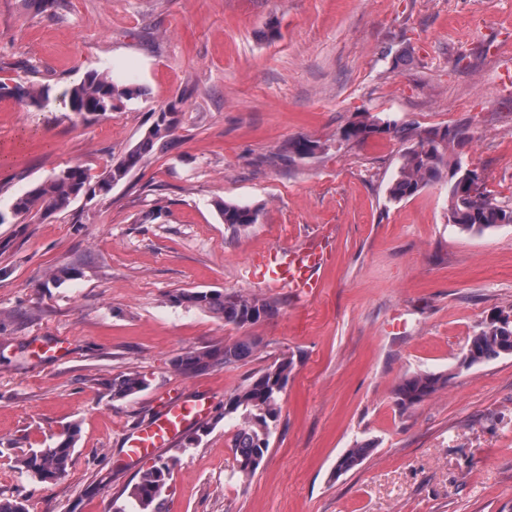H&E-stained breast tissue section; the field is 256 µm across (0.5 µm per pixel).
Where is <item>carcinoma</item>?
Returning a JSON list of instances; mask_svg holds the SVG:
<instances>
[{
  "label": "carcinoma",
  "instance_id": "1",
  "mask_svg": "<svg viewBox=\"0 0 512 512\" xmlns=\"http://www.w3.org/2000/svg\"><path fill=\"white\" fill-rule=\"evenodd\" d=\"M0 93L16 97L28 107H40L49 100L50 88L11 87L0 83ZM144 89L135 84H116L107 75L93 71L85 79L63 93V101L76 115L87 118L104 116L125 101L138 98ZM179 124L176 106L170 105L155 113L154 120L142 139L115 164L109 166L96 181L81 166L69 167L34 184L18 196L11 207L15 217L40 216L48 218L67 210L81 197H105L112 187L140 167L157 147L173 144V134ZM376 134H388L412 145L402 155L401 163L389 188V200L400 201L411 197L424 187L448 177V214L460 231L481 234L502 224H512V206L498 200L486 187L482 173L473 171V177L462 180L457 169L461 160L448 162L449 150L465 143L469 136L465 128L420 129L400 125L395 121L366 117L342 130L346 142L360 143ZM322 149L319 141L301 138L279 155L280 160L311 155ZM218 212L228 227L238 230L257 223L261 208L220 201ZM179 305L207 310L226 325L241 328L274 314L273 302L257 296L238 293L182 290L172 295ZM258 341L246 338L226 344L222 348L193 349L173 361L176 371L190 374L205 371L216 365L230 367L250 358ZM502 354L512 355V323L503 325L499 316L485 321L471 337L464 351L461 368H470ZM292 371V360L286 357L274 360L255 374L240 390L224 402V416L239 419L232 439V474L250 475L264 459L270 447L272 430L279 418L280 404ZM445 383L441 374L417 371L404 377L394 389L396 405L407 410L433 395ZM146 387V379L138 373H128L112 380V397L125 398ZM78 430L67 427L57 441L48 448L31 451L18 460L19 467L39 482H49L64 474L72 459ZM370 444L357 442L336 460V473H345L358 466L365 458ZM171 472V464L157 460L140 476L131 491L136 512H165L161 494Z\"/></svg>",
  "mask_w": 512,
  "mask_h": 512
}]
</instances>
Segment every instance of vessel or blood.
<instances>
[{
  "instance_id": "obj_1",
  "label": "vessel or blood",
  "mask_w": 512,
  "mask_h": 512,
  "mask_svg": "<svg viewBox=\"0 0 512 512\" xmlns=\"http://www.w3.org/2000/svg\"><path fill=\"white\" fill-rule=\"evenodd\" d=\"M325 260V250L316 241L277 249L265 263V283L270 288H290L301 298L312 296ZM205 414L203 400L178 398L167 401L148 422L128 431L124 442L127 455L138 458L172 446Z\"/></svg>"
}]
</instances>
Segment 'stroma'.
Wrapping results in <instances>:
<instances>
[{
    "label": "stroma",
    "instance_id": "35a3bbf8",
    "mask_svg": "<svg viewBox=\"0 0 512 512\" xmlns=\"http://www.w3.org/2000/svg\"><path fill=\"white\" fill-rule=\"evenodd\" d=\"M93 70L145 93L81 119L60 94ZM0 82L54 94L40 110L0 96L5 214L51 173L99 176L161 108L180 119L175 143L108 196L0 224V496L112 512L153 463L129 459L124 434L183 396L209 412L196 445L161 453L166 512H512V356L459 365L480 324L512 310V224L459 231L443 181L389 201L406 142L340 139L366 113L466 126L463 160L512 202V0H0ZM299 138L322 148L277 160ZM219 199L260 207L258 223L228 228ZM325 233L311 297L255 275L270 250ZM193 288L277 310L237 328L172 302ZM244 336L260 343L245 363L172 366ZM281 356L294 367L270 448L253 475H232L224 402ZM419 370L448 382L400 410L393 389ZM130 372L147 388L114 399ZM72 424L66 475L33 481L18 459ZM358 442L367 457L335 474Z\"/></svg>",
    "mask_w": 512,
    "mask_h": 512
}]
</instances>
